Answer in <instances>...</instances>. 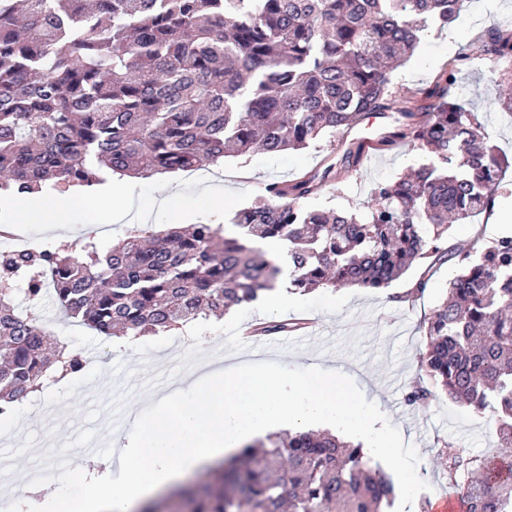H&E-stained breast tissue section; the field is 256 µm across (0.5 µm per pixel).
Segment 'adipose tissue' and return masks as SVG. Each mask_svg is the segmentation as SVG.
Listing matches in <instances>:
<instances>
[{"instance_id": "adipose-tissue-1", "label": "adipose tissue", "mask_w": 512, "mask_h": 512, "mask_svg": "<svg viewBox=\"0 0 512 512\" xmlns=\"http://www.w3.org/2000/svg\"><path fill=\"white\" fill-rule=\"evenodd\" d=\"M125 179L115 175L97 193L60 188L40 206L27 198L0 199V210L26 223L55 224L66 213H85L91 223H111L119 210ZM190 393L171 390L150 416L131 409L132 431L116 462L105 465L98 480L87 484L80 499L30 480L18 479L12 512H131L159 490L186 474L212 468L243 446L280 430L313 428L343 433L362 444L366 455L394 466L396 512H419L422 482L396 469L397 438L379 404L366 402L335 370L303 372L288 362L258 366L241 360L230 367L211 366L190 384Z\"/></svg>"}]
</instances>
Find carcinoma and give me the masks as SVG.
<instances>
[{
    "instance_id": "obj_1",
    "label": "carcinoma",
    "mask_w": 512,
    "mask_h": 512,
    "mask_svg": "<svg viewBox=\"0 0 512 512\" xmlns=\"http://www.w3.org/2000/svg\"><path fill=\"white\" fill-rule=\"evenodd\" d=\"M464 0H0V191L92 187L102 173L192 171L258 148L275 155L334 137L364 115L396 113L381 150L419 144L434 161L379 182L364 217L300 200L336 169L360 167L361 148L339 164L274 182L232 219L132 228L107 249L94 242L0 251V417L36 391L48 370L65 377L84 358L59 343L46 357V326L20 300L53 294L59 311L104 336L179 330L275 290L281 267L252 241L288 244L290 290L385 288L436 254L449 224L489 211L512 161L481 140L477 113L455 98L467 58L448 63L408 97L390 64L422 32L445 28ZM483 53L499 74L497 104L512 113V29L491 25ZM301 319L262 321L256 336L294 334ZM421 368L431 387L481 413L492 405L504 453L477 467L466 448L450 485L467 512H512V235L458 254L457 273L427 324ZM199 490L142 512H384L392 482L361 445L328 432L275 434L248 445Z\"/></svg>"
}]
</instances>
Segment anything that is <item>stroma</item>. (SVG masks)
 I'll use <instances>...</instances> for the list:
<instances>
[{"label": "stroma", "mask_w": 512, "mask_h": 512, "mask_svg": "<svg viewBox=\"0 0 512 512\" xmlns=\"http://www.w3.org/2000/svg\"><path fill=\"white\" fill-rule=\"evenodd\" d=\"M512 26V0H465L448 27L432 30L416 54L392 74L393 88L404 96L430 85L448 60L459 54L470 58L458 76L457 96L466 108L477 112L491 141L512 156V114L494 103L496 86L482 56L481 36L490 21ZM342 150L335 138L308 148L276 155L250 152L224 161V193L229 202L225 218L251 204L262 194L263 184L293 180L318 170L324 159H337ZM428 158L420 148L404 145L373 151L358 170L341 173L317 195L303 199L306 207L333 208L364 214L375 183L391 180L417 168ZM162 198L159 177H138L129 182L122 199V213L103 230L89 232V223L76 217L64 234L74 241L91 235L108 247L123 237L127 227L152 226V216ZM495 212L453 225L443 246L449 256L427 259L389 287L364 289L339 287L289 295L278 319L305 318L317 326L316 336H289L279 344L277 336L264 337L252 347L240 332L265 317L263 302L234 309L218 318L199 321L196 335L209 337L197 347L193 336L161 333L143 337L137 348L115 352L111 338L68 323L52 296L40 302L49 329L69 327L71 344L87 364L66 383L53 385L18 403L9 420L0 419V459H17L28 470L39 471L52 482L63 463L77 449L92 446L94 455L109 457L130 433L126 404L141 397L143 415H150L161 397L160 385L179 382L193 373L202 357L242 355L261 362L288 361L298 371L314 363L342 369L352 391L366 399L380 398L391 430L398 436V463L420 477L423 496L429 502L452 496L453 491L438 459L451 442L482 457L496 453V414L476 413L445 394H437L427 406L407 405L404 396L417 385L428 384L419 357L427 342L426 327L445 296L455 274L457 253L477 249L497 239ZM426 277L424 293L413 294L418 277Z\"/></svg>", "instance_id": "stroma-1"}]
</instances>
